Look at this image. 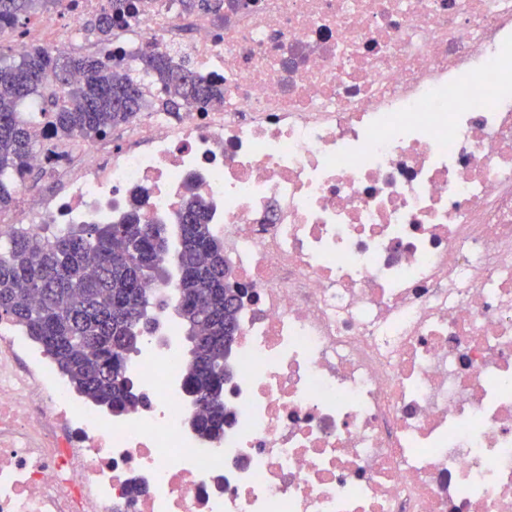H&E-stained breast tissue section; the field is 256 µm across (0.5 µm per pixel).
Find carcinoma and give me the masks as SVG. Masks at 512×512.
<instances>
[{
    "instance_id": "obj_1",
    "label": "carcinoma",
    "mask_w": 512,
    "mask_h": 512,
    "mask_svg": "<svg viewBox=\"0 0 512 512\" xmlns=\"http://www.w3.org/2000/svg\"><path fill=\"white\" fill-rule=\"evenodd\" d=\"M57 2L0 0V34ZM132 8L130 0H112L91 30L108 38ZM119 63L123 72L116 73L96 55L31 47L0 66V210L12 208L17 179L32 172L28 161L40 142L25 112L48 83L59 94L43 100L42 110L52 118V133L66 139L105 136L137 112H191L224 100L222 84L165 52L133 49ZM179 221L176 314L191 343L184 385L203 409L194 427L216 437L226 419L224 382L240 289L224 285V247L204 205L186 201ZM158 237L168 238L165 226L139 223L134 210L123 224L73 225L52 237L21 225L0 245V315L39 343L80 394L115 414L134 402L125 364L155 323L145 285L163 272L166 254L154 251Z\"/></svg>"
}]
</instances>
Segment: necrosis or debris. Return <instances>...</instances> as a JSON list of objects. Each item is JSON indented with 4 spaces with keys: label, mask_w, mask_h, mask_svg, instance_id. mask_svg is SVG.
Returning <instances> with one entry per match:
<instances>
[{
    "label": "necrosis or debris",
    "mask_w": 512,
    "mask_h": 512,
    "mask_svg": "<svg viewBox=\"0 0 512 512\" xmlns=\"http://www.w3.org/2000/svg\"><path fill=\"white\" fill-rule=\"evenodd\" d=\"M216 3L133 0L102 52L171 53L223 103L95 140L29 113L52 185L18 181L0 242L202 198L241 289L224 432L192 426L174 258L125 414L0 317V512H512V0Z\"/></svg>",
    "instance_id": "4bbe7bcc"
}]
</instances>
